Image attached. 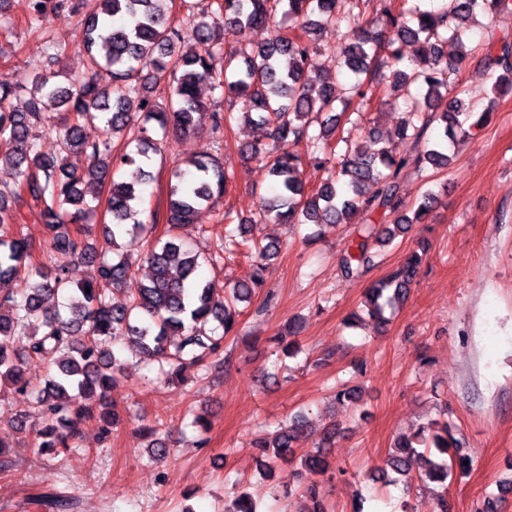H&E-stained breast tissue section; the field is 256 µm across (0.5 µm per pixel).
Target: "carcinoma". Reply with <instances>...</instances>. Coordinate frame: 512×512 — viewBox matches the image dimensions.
I'll return each mask as SVG.
<instances>
[{
	"label": "carcinoma",
	"mask_w": 512,
	"mask_h": 512,
	"mask_svg": "<svg viewBox=\"0 0 512 512\" xmlns=\"http://www.w3.org/2000/svg\"><path fill=\"white\" fill-rule=\"evenodd\" d=\"M29 29L54 42L50 15L78 12L69 0H30ZM164 0H93L80 25L87 45L89 71L61 87L54 75L36 71L29 96L14 104L18 88L0 84V166L16 172L12 186L0 189V391L29 396L32 411L15 419V428L32 430L41 451H68L76 447L79 421L103 410L105 430L117 425L120 413L111 400L113 386L124 376V353L144 354L166 363L160 377L172 381L197 368L201 378L209 368L224 366V338L236 330L242 311L262 287L268 261L277 245L252 236L255 224H348L358 214L379 213L393 224L378 228L365 224L358 238L341 251L338 265L346 279L361 277L376 265L377 248L392 242L413 224L424 223L435 194L425 192L408 215L400 195L405 172L420 176L426 166L445 170L453 159L451 148L469 136L466 123L489 120L491 107L481 113L456 94L455 77L469 59L467 23L478 14L512 17V0H437L430 9L422 0L385 3V23L398 29V40L382 44V33L365 17L370 0H350L347 12L337 11L339 0H181L183 16L177 22ZM292 19L288 31H278L266 44L247 50L224 49L221 35L274 22L278 7ZM189 26L194 43L182 45V27ZM326 26L345 28L348 42L339 67L355 80L347 91L336 90V76L311 80L318 34ZM456 53L448 55V43ZM416 47V56L404 63L401 45ZM491 62L501 69L492 85L493 95L512 93V32L490 41ZM167 81V102L153 96L157 83ZM208 82L227 97L241 100L242 117L265 130L266 141H256L244 153L263 163L274 195L260 197L258 215L236 231L206 258L168 234L154 238L157 224L169 229L193 223L198 209L215 206L224 195L230 174L219 154L204 153L172 172L167 210L140 219L147 166L157 144L169 136L199 132L204 119L212 130L224 125V115L208 110L198 94ZM400 93L401 113L394 130L368 133L377 145L363 154L354 144L351 115L371 101L376 92ZM97 111L101 138L90 141L84 121ZM442 126L438 140L428 131ZM55 135L54 153L38 150L36 133ZM411 138L420 150L399 156L396 139ZM135 144L114 152V139ZM305 141L312 160L327 177L308 190L300 158L291 145ZM87 160L82 172L66 166L69 155ZM104 190L110 222L103 225V243L89 240L87 219L93 212L85 187ZM34 204L50 237L36 241L12 231L20 207ZM245 251L252 258L247 278L236 281L217 299L202 274L203 262H218L224 254ZM146 259L151 275L127 289L124 306L112 303V292L126 286L136 260ZM97 262L90 281L73 277L76 260ZM422 263L414 252L387 277L366 292L370 318L385 325L407 295ZM22 270L30 285L14 294L4 288ZM66 300L67 315L59 309ZM84 337L78 341L76 337ZM305 419L295 417L255 442L263 466L279 460H298L313 474L327 471V451L335 444L338 424L331 422L317 449L296 455L303 439ZM148 452L164 457L169 449L155 425L142 427ZM448 421L433 419L401 436L387 458L383 476L393 472L408 486L436 484L441 491L429 503L430 512H448V478L467 472L471 465L461 452ZM303 497L310 505L298 512H328L316 486ZM48 512H66L72 498L58 494L42 497ZM224 512H258L248 491L237 493Z\"/></svg>",
	"instance_id": "obj_1"
}]
</instances>
